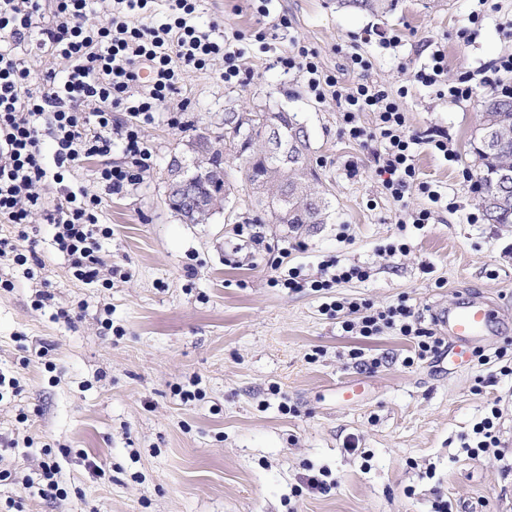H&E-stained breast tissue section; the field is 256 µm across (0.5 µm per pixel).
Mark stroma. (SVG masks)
Returning a JSON list of instances; mask_svg holds the SVG:
<instances>
[{"label":"stroma","instance_id":"stroma-1","mask_svg":"<svg viewBox=\"0 0 512 512\" xmlns=\"http://www.w3.org/2000/svg\"><path fill=\"white\" fill-rule=\"evenodd\" d=\"M399 0L384 17L339 7L336 0H272L259 17L250 0H197L195 20L239 31L249 73L241 84L214 70L187 73L178 111L189 122L159 118L146 126L152 160L134 190L102 195V223L112 228L103 259L124 271L111 287L78 283L53 242L54 228L35 216V271L0 258V512H433L435 499L454 512H512V376L493 365L458 366L445 355L414 356V345L386 331L371 339L342 335L323 303L348 298L373 308L409 297L423 326L434 312L482 294L512 305V224H471V188L480 169L472 136L480 101L455 104L409 84L431 44L444 46L449 82L512 52V0ZM286 15L280 30L275 18ZM399 35L400 47L365 42L368 29ZM299 41L319 54L324 73L350 83L351 54L369 63L368 78L395 90L407 129L447 133L458 159L419 149V181L454 198L422 229H402L404 209L428 207L410 190L387 196L375 143L342 133L333 98L316 102L303 77L273 66ZM282 108L296 113L313 148L330 219L303 234L263 226L269 250L242 245L237 228L263 215L245 180L246 159L224 158L231 193L205 224H188L168 201L173 158L203 134L222 142L224 115ZM409 243L390 255L391 243ZM366 267V280L299 293L271 286L277 264ZM199 274L187 278L186 265ZM50 295L37 304L40 292ZM111 330H104V322ZM361 358H351V350ZM375 369H368L371 360ZM503 417L507 452L470 459L473 426L493 406ZM358 450L350 452L348 441ZM58 465L62 496H39L41 464ZM326 471L338 486L310 490L306 478Z\"/></svg>","mask_w":512,"mask_h":512}]
</instances>
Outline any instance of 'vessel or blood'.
Listing matches in <instances>:
<instances>
[{
	"instance_id": "b4317fda",
	"label": "vessel or blood",
	"mask_w": 512,
	"mask_h": 512,
	"mask_svg": "<svg viewBox=\"0 0 512 512\" xmlns=\"http://www.w3.org/2000/svg\"><path fill=\"white\" fill-rule=\"evenodd\" d=\"M496 315L492 300L474 297L441 309L436 321L450 340L451 353L461 357L467 349L490 341Z\"/></svg>"
}]
</instances>
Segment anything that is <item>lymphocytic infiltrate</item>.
Here are the masks:
<instances>
[{
	"label": "lymphocytic infiltrate",
	"instance_id": "lymphocytic-infiltrate-1",
	"mask_svg": "<svg viewBox=\"0 0 512 512\" xmlns=\"http://www.w3.org/2000/svg\"><path fill=\"white\" fill-rule=\"evenodd\" d=\"M95 0H0V223L26 229L34 212H44L53 224V240L68 261L76 281L97 284L102 277V242L112 235L111 227L100 222L101 199L65 182L70 168L88 160H99L97 180L107 191L119 194L139 184L149 165L151 152L144 140V125L166 111L169 101L181 91L187 72L208 68L215 57L224 67L218 78L224 84L242 82L245 70L234 47L239 32L218 35L193 21L196 0H167L168 20L159 25L147 21L150 0H110L103 20L87 25ZM50 12L48 25H41L43 12ZM39 32L40 46L63 59L62 75H48L35 85L21 55V46L32 32ZM445 52L434 47L412 79L435 88L438 96L451 102L470 101L475 90L464 82L444 78ZM275 65L284 72L301 74L308 93L317 100L335 98L343 107V133L349 139L375 143L382 160V186L394 201H402L412 187H419L431 201L428 208L411 213L412 224L430 223L436 209L457 210L428 183L417 180L415 157L420 146L441 153L446 160L456 154L445 135L427 130L416 135L406 130V116L400 104L407 87L392 91L361 79L339 84L325 74L315 50L304 45L277 55ZM149 80H142V72ZM374 116L372 129L357 124L359 113ZM55 144L54 157L45 160L44 139ZM120 146L123 163L112 165L107 158L113 146ZM57 186V199L46 203L42 188ZM365 267L336 264L321 266L318 277H303L291 267L272 276L273 285L291 291L305 288L321 291L352 279H365ZM326 308L342 314L341 328L365 338L391 330L412 340L418 357L437 355L443 340L432 329L422 327L412 305L400 302L381 311L345 298L327 303Z\"/></svg>",
	"mask_w": 512,
	"mask_h": 512
}]
</instances>
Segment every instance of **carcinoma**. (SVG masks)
Instances as JSON below:
<instances>
[{
	"instance_id": "carcinoma-1",
	"label": "carcinoma",
	"mask_w": 512,
	"mask_h": 512,
	"mask_svg": "<svg viewBox=\"0 0 512 512\" xmlns=\"http://www.w3.org/2000/svg\"><path fill=\"white\" fill-rule=\"evenodd\" d=\"M398 0H338L342 8L364 11L374 16H384L397 7ZM481 127L478 128V146L475 154L482 167L480 174L481 195L479 204L491 224H512V179L501 181L499 171L507 166L512 169V152L503 153L486 142V134L495 130L512 140V95L492 94L482 105ZM267 112H253L244 116L238 112L224 113V145L240 153L253 155L249 181L257 203L265 207L271 223L283 224L297 233L307 224H325L328 220L329 201L319 189L316 175L308 173L305 161L311 154L310 137L296 116L278 111V137L286 151L270 153L265 139ZM190 145L193 150L207 156L211 175L204 176L203 167L185 170L187 177L196 176V185L206 183L211 199L230 189L229 183L216 177L223 173V152L212 150L207 137L200 135Z\"/></svg>"
}]
</instances>
